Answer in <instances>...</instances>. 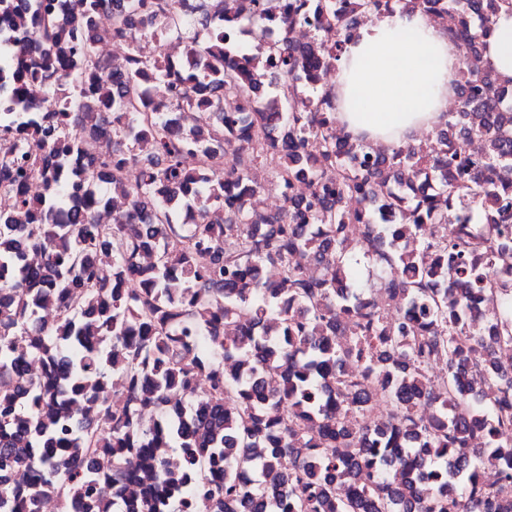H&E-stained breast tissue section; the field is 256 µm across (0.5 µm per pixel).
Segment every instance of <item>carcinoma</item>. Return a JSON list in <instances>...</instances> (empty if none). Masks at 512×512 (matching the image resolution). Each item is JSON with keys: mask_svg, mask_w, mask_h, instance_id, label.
I'll use <instances>...</instances> for the list:
<instances>
[{"mask_svg": "<svg viewBox=\"0 0 512 512\" xmlns=\"http://www.w3.org/2000/svg\"><path fill=\"white\" fill-rule=\"evenodd\" d=\"M241 0H210L211 12L182 19L183 67L190 79L171 77L164 57L143 58L139 39L167 37L174 0H66L61 11L43 0H0V20L17 13L36 26L12 31L8 59L0 60V193L12 198L0 210V512H40L49 496L63 512H481L512 485V442L498 429L512 423V371L493 359L479 392L465 388L461 356L482 346L471 319V301L459 296L448 313V294L464 283L477 296L495 298L496 339L512 342V283L493 278V249L512 247L501 208L491 237H450L448 212L438 199L464 203L472 219L512 186V106L509 88L483 62L493 18L512 0H446L459 18L450 32L463 50L459 80L480 83L462 110L448 113L438 133L461 144L431 156L422 146L393 147L359 167L347 165L323 116L324 89L304 82L306 49L289 37L296 17L280 0H248L256 28L280 22L281 35L267 58L277 111L249 121L221 111L224 83L251 90L263 62L247 48L224 41L211 27ZM402 0H310L299 18L336 30L321 46L338 61L353 16L392 11ZM143 15L135 25L130 10ZM113 13L97 29L99 14ZM119 39L128 47L120 61L98 58V41ZM168 83L169 109L180 128L142 103L141 77ZM281 131L267 154L260 134ZM36 133L51 146L37 160L26 155ZM485 141L482 157L457 162L463 141ZM208 156L220 150L231 166L215 177L192 179L184 152ZM310 151L326 166L314 174L323 195L250 223L244 193L224 199V182L248 187L251 170L268 167L269 182L294 176ZM138 178L123 195L132 206L110 224L91 221L94 204L122 187V167ZM467 177L447 175L461 166ZM35 176L45 193L31 197L25 183ZM432 178L434 195L404 200L399 185ZM372 188L374 203L395 212L412 247L397 243L394 230L369 225L363 255L396 280L387 289L394 310L381 315L351 301L338 280L363 290V268L344 238L345 225L360 215L343 196ZM226 204L219 231L200 221L179 224L184 208L200 216ZM279 278L262 277L266 265ZM248 309L252 325L228 334ZM442 358L448 374L435 384L429 362ZM355 359L362 373L381 379L367 393L344 378ZM44 365L25 377L20 366ZM209 392L188 403L198 375ZM126 403L111 408L109 388ZM380 398L384 415L372 428L350 424ZM485 418L488 435L472 459H457L472 417ZM112 449V465L98 468L96 455ZM173 448L178 458L161 457ZM35 451L37 481L13 486L11 470ZM497 463L504 487L481 481ZM246 470L261 472L251 484ZM111 498L96 493L99 482Z\"/></svg>", "mask_w": 512, "mask_h": 512, "instance_id": "obj_1", "label": "carcinoma"}]
</instances>
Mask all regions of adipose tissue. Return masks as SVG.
Here are the masks:
<instances>
[{
  "instance_id": "1",
  "label": "adipose tissue",
  "mask_w": 512,
  "mask_h": 512,
  "mask_svg": "<svg viewBox=\"0 0 512 512\" xmlns=\"http://www.w3.org/2000/svg\"><path fill=\"white\" fill-rule=\"evenodd\" d=\"M484 60L501 80H512V12L494 18ZM460 66L459 47L423 15H372L336 64V123L374 145L409 143L446 119Z\"/></svg>"
}]
</instances>
